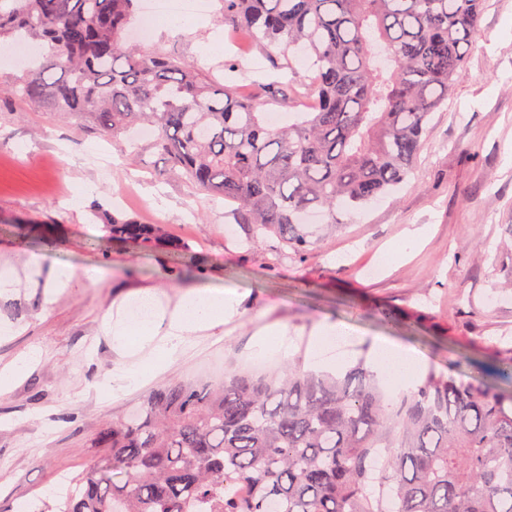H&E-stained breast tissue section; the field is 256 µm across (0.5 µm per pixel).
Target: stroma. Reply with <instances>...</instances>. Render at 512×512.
<instances>
[{
  "label": "stroma",
  "instance_id": "stroma-1",
  "mask_svg": "<svg viewBox=\"0 0 512 512\" xmlns=\"http://www.w3.org/2000/svg\"><path fill=\"white\" fill-rule=\"evenodd\" d=\"M219 0L179 29L153 27L144 52L167 50L234 84L256 61V82L242 86L261 111H307L310 59L285 62L278 51L238 38L222 51L203 48L227 30ZM21 61H0V269L14 288L0 294V369L28 349L43 356L0 390V512L39 508L58 481L84 470L108 423L140 407L174 380L218 385L253 367L250 340L282 324L298 340L289 356L270 355L267 372L306 363L320 323L350 327L341 348L349 363L366 359L376 337L422 353L429 371L497 392V366L512 357V0H484L466 69L434 114L411 177L395 193L336 215L340 231L303 260L279 259L275 235L253 237L223 199L174 172L152 138L111 137L69 112L33 106L15 92ZM92 184L83 200L76 182ZM167 225L184 251L136 248L106 239L99 210ZM39 224L54 225L50 234ZM429 225L412 257L380 265L382 248L413 225ZM97 268L92 288H52L60 267ZM234 288L245 302L230 321L192 343L143 384L107 388L117 356L110 325L130 292L161 286L173 309L184 288ZM395 317L384 320L382 313Z\"/></svg>",
  "mask_w": 512,
  "mask_h": 512
}]
</instances>
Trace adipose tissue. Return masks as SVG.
Returning a JSON list of instances; mask_svg holds the SVG:
<instances>
[{
    "label": "adipose tissue",
    "instance_id": "obj_1",
    "mask_svg": "<svg viewBox=\"0 0 512 512\" xmlns=\"http://www.w3.org/2000/svg\"><path fill=\"white\" fill-rule=\"evenodd\" d=\"M242 302V294L233 289L191 286L175 308L167 311L160 307L155 288L129 294L123 305L124 322L111 329L112 348L119 356L108 382L113 393L123 392L154 375L182 352L192 333L223 325L225 318L238 313ZM350 337L351 331L345 325H318L310 342L308 368H335L336 363L327 357L325 348ZM368 367L391 389L401 390L415 384L426 370L427 361L413 348L379 338L373 343Z\"/></svg>",
    "mask_w": 512,
    "mask_h": 512
}]
</instances>
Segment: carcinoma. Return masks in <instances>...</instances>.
I'll list each match as a JSON object with an SVG mask.
<instances>
[{"mask_svg": "<svg viewBox=\"0 0 512 512\" xmlns=\"http://www.w3.org/2000/svg\"><path fill=\"white\" fill-rule=\"evenodd\" d=\"M135 2L0 0V43L32 39L45 55L16 93L113 136L153 127L174 168L301 260L309 211L334 225L407 181L483 0H221L262 46L313 59L317 106L285 126L193 62L130 44ZM101 218L114 241L182 248L161 224ZM97 444L49 512H385L375 484L397 512H512V409L443 373L392 406L362 361L215 389L175 380Z\"/></svg>", "mask_w": 512, "mask_h": 512, "instance_id": "1", "label": "carcinoma"}]
</instances>
